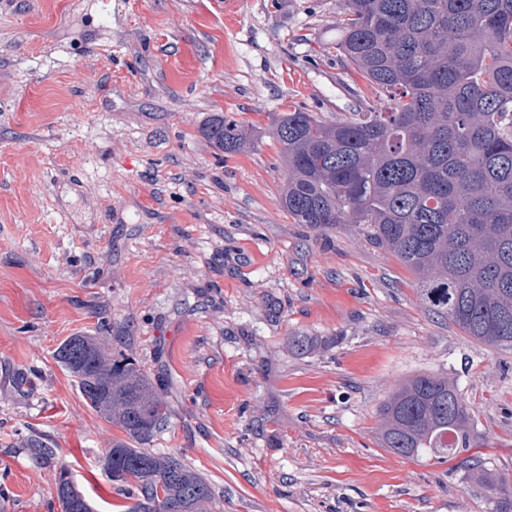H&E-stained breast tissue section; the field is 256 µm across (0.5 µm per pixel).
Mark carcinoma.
<instances>
[{
	"instance_id": "cac0c4a2",
	"label": "carcinoma",
	"mask_w": 512,
	"mask_h": 512,
	"mask_svg": "<svg viewBox=\"0 0 512 512\" xmlns=\"http://www.w3.org/2000/svg\"><path fill=\"white\" fill-rule=\"evenodd\" d=\"M336 57L366 86L351 120L294 109L272 128L281 147V202L298 224H362L416 280L420 299L472 339L512 347V0H348L336 22ZM202 134L222 153L253 144L218 114ZM79 393L127 440L106 452L111 482L133 478L127 512H203L208 482L145 448L164 426V402L110 336H70L54 353ZM383 447L405 458L459 460L512 512V483L467 454L470 408L446 376L417 375L380 410ZM23 447L55 464L50 444ZM61 512H93L70 480L56 484Z\"/></svg>"
}]
</instances>
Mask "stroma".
Returning <instances> with one entry per match:
<instances>
[{
  "label": "stroma",
  "mask_w": 512,
  "mask_h": 512,
  "mask_svg": "<svg viewBox=\"0 0 512 512\" xmlns=\"http://www.w3.org/2000/svg\"><path fill=\"white\" fill-rule=\"evenodd\" d=\"M346 8L0 0V512H61L32 432L96 512H121L101 460L125 434L54 358L103 321L160 385L150 450L208 481L207 512H496L456 462L382 448L379 413L447 375L479 458L512 479V348L430 312L362 225L314 229L281 203L276 119L359 109L364 80L331 47ZM219 113L253 149L212 146ZM24 448H29L30 455L36 461L46 464H52L57 467L56 456L50 444L37 434H31L23 444Z\"/></svg>",
  "instance_id": "stroma-1"
}]
</instances>
